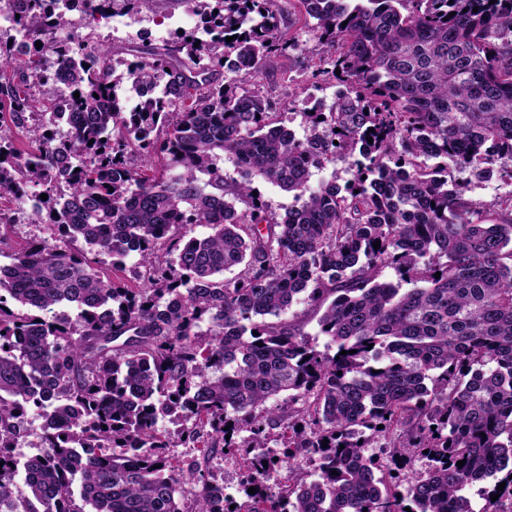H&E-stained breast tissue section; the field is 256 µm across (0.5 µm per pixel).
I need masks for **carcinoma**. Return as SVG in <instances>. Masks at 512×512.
<instances>
[{"mask_svg":"<svg viewBox=\"0 0 512 512\" xmlns=\"http://www.w3.org/2000/svg\"><path fill=\"white\" fill-rule=\"evenodd\" d=\"M188 1L203 27L128 63L61 36L57 0H16L28 59L0 30V202L32 191L0 205V246L50 230L0 273V512H474V486L479 512H512V192L491 213L467 195L512 181V0H294L344 86L302 137L256 81L309 52L275 0ZM50 58L65 135L37 96ZM125 82L161 91L130 107ZM338 157L352 179L310 188ZM258 181L296 204L271 211ZM131 256L137 288L93 268ZM299 301L334 354L282 319ZM271 442L315 478L269 488ZM178 447L237 452L257 492L224 496ZM44 236H47L46 230L38 224H16L9 231L6 244L1 246L0 264H8L11 261V255L26 247L30 239Z\"/></svg>","mask_w":512,"mask_h":512,"instance_id":"obj_1","label":"carcinoma"}]
</instances>
